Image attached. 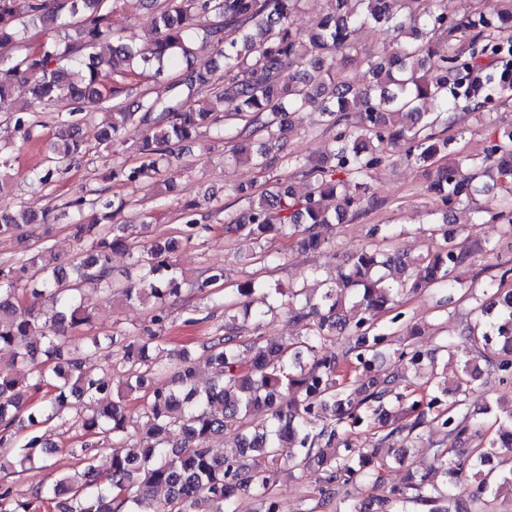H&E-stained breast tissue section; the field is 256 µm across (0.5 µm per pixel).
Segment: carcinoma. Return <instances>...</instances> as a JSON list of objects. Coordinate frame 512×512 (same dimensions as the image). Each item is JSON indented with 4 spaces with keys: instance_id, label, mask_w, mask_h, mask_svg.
<instances>
[{
    "instance_id": "obj_1",
    "label": "carcinoma",
    "mask_w": 512,
    "mask_h": 512,
    "mask_svg": "<svg viewBox=\"0 0 512 512\" xmlns=\"http://www.w3.org/2000/svg\"><path fill=\"white\" fill-rule=\"evenodd\" d=\"M107 0H0V104L12 99L15 86L32 81L38 102H67L57 113L60 142L50 145L47 164L33 171L45 189L85 157L86 109L133 92L132 82L148 73L174 69L194 55L198 22H207L206 38L224 58L223 69L207 61L188 75L200 93L236 104L220 118L197 109L180 91L182 80L160 91H141L114 112L112 125L97 131L95 141L111 148L133 140L137 161L112 170V180L151 187L168 179L176 147L192 139L204 125L221 130V119L241 122L228 159L255 170L269 167V153L291 132L296 112L319 102L332 125L345 124L334 144L317 157L288 158V165L307 177L306 189L290 184L259 192L252 180L233 192L248 200V215L224 225V232L258 243L270 232L292 237L302 232L298 246L318 250L327 243L324 231L349 211L363 207L366 190L360 179L385 159L388 147H406L405 156L422 168L427 189L452 210L473 204L475 223L484 215L501 223L512 235V126L495 138L480 157L459 159L448 153V139L433 128L442 113L428 112L424 102H453L464 112H477L497 97L512 92V0H462V11H442L440 0H327L329 9L318 25L302 33L290 24L292 14L307 0H152L158 36L134 49L115 36ZM367 26L390 33V53L374 55L359 47ZM41 28L48 40L40 53H6L21 47L28 29ZM344 67H362L371 76L358 86L346 72H333V56ZM107 66L117 84L103 87L98 68ZM248 79L238 78L239 72ZM13 131L22 140L34 136L31 108L10 111ZM103 213L104 224L72 225L77 257L59 264L45 248L30 251L14 264H0V355L23 364L31 379L0 374V471L13 474L28 461L42 457L47 443L38 427L65 419L73 401L89 406L79 428L86 438L80 468L55 484L33 491L20 501L7 482L0 483V512H233L241 492L262 498L264 512H277L269 484L295 460L317 477L325 505L336 488L361 479L383 483L384 462H375L365 448H354L343 437L345 428L362 426L372 416L387 429L383 439L402 444L416 438L426 422L445 430L448 446L436 450L430 470L405 485H391L387 495L371 497L336 512H386L392 502L442 512L438 503L456 494L470 479L477 480L473 497L496 495L498 488L487 463L512 453V404L486 428L462 415L470 382L479 373L477 360L490 350L488 362L501 381L512 384V289L504 282L512 268L476 294L455 272L468 253L450 233L444 245L412 261L391 248L390 230L376 224L375 247L351 255L348 267L333 278L311 273L318 298L309 289L288 292L253 280L237 288L241 295L260 292L265 309L254 313L252 333L229 315L224 304V335L201 345L200 356L183 349L164 354L161 335L166 304L186 283L187 272L170 254L174 240H158L137 250L138 282L125 287L112 280L114 251H130L128 225L115 224L126 206L98 191L87 200L79 196L68 208L82 214L86 207ZM54 208L36 216L23 209L0 215V236L13 235L21 224H49ZM187 238L208 228L195 208L183 212ZM224 272L196 279L192 287L206 297L220 296ZM105 297L120 295L127 302L151 307L149 324L132 339L91 334L92 312L82 303L84 286ZM434 286L448 290V300H474L473 322L461 335L470 344L461 377L453 391L432 371V393L413 397L403 384L407 374H419L435 354L401 343L393 350L396 370L371 374L382 350L395 341L400 315L378 325L397 298ZM47 295L55 311L47 316L29 307L27 293ZM288 305L291 318L302 327L293 342H273L262 335L265 317ZM345 341L341 355H320L322 344ZM98 355L109 361L108 371H83V358ZM215 366L216 377L201 385L200 361ZM362 372L348 381L340 363ZM122 378L124 396L110 398L112 375ZM454 400L443 407L444 399ZM143 401L145 431L139 449L127 446L126 398ZM35 430L15 446L19 412ZM321 418L317 427L312 418ZM232 432L236 449L213 454L211 442ZM105 437L112 442L107 472L97 471L87 452ZM476 442L461 452L456 445ZM166 490L164 496L158 491Z\"/></svg>"
}]
</instances>
